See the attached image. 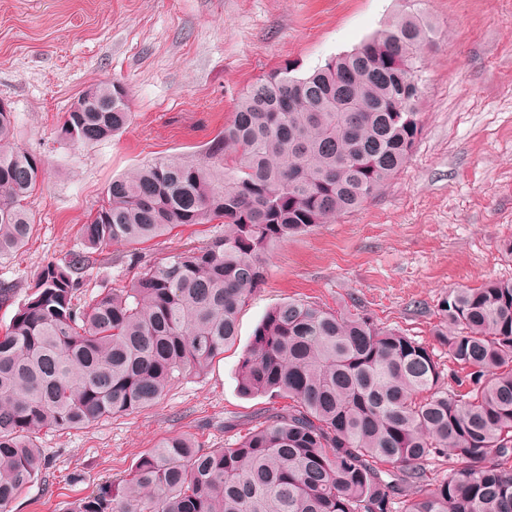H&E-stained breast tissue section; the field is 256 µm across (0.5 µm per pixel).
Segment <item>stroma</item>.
I'll list each match as a JSON object with an SVG mask.
<instances>
[{
    "mask_svg": "<svg viewBox=\"0 0 512 512\" xmlns=\"http://www.w3.org/2000/svg\"><path fill=\"white\" fill-rule=\"evenodd\" d=\"M434 28L418 102L422 131L404 168L355 214L278 245L238 317L234 347L155 405L78 430H41L46 470L5 512H69L120 484L141 455L175 434L220 448L245 433L267 400L238 390L240 360L263 317L304 300L430 342L454 288L512 280V0H0V101L14 143L45 176L25 205V247L0 264L16 283L0 307L9 325L32 275L78 250L81 228L112 178L143 163L200 160L260 78L301 76L386 28L407 7ZM119 85L131 122L76 147L60 129L87 88ZM218 224H190L145 246L149 258L198 245ZM122 246L99 252L87 294L128 284Z\"/></svg>",
    "mask_w": 512,
    "mask_h": 512,
    "instance_id": "obj_1",
    "label": "stroma"
}]
</instances>
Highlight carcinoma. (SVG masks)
Segmentation results:
<instances>
[{
    "label": "carcinoma",
    "mask_w": 512,
    "mask_h": 512,
    "mask_svg": "<svg viewBox=\"0 0 512 512\" xmlns=\"http://www.w3.org/2000/svg\"><path fill=\"white\" fill-rule=\"evenodd\" d=\"M431 34L405 14L308 75L272 73L207 158L156 160L108 184L83 248L35 275L0 335V508L45 468L35 434L131 414L205 374L234 344L272 247L357 212L403 168ZM66 117L73 144L93 145L129 124L128 95L99 86ZM14 125L0 112V263L29 237L24 201L44 174L14 145ZM215 221L224 233L199 247L138 255ZM112 244L129 250L130 282L76 303L93 255ZM431 336L454 368L368 317L284 302L239 367L240 393L269 398L257 424L208 450L169 436L70 512H512V281L448 291ZM435 462L448 472H430Z\"/></svg>",
    "instance_id": "cac0c4a2"
}]
</instances>
